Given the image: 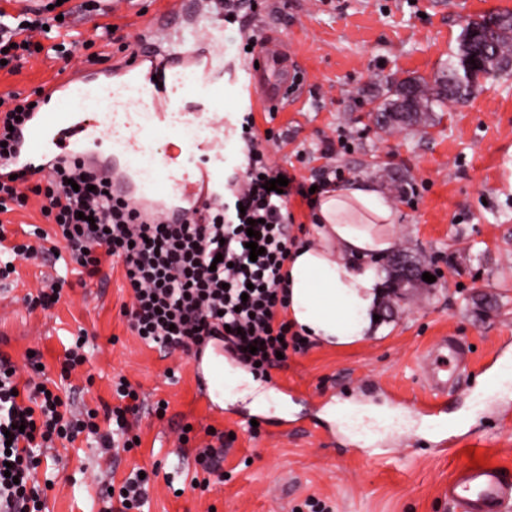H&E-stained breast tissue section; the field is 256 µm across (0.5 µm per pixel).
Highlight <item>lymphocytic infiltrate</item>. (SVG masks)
Instances as JSON below:
<instances>
[{"instance_id":"f902f5d3","label":"lymphocytic infiltrate","mask_w":512,"mask_h":512,"mask_svg":"<svg viewBox=\"0 0 512 512\" xmlns=\"http://www.w3.org/2000/svg\"><path fill=\"white\" fill-rule=\"evenodd\" d=\"M46 6L18 13L0 7V61L17 72L29 58L72 60L78 50L99 40H111L109 25L93 23L88 35L74 36L66 21ZM37 93L12 91L0 97V158L15 148L17 128L38 104ZM243 176L235 183L233 203L211 210L207 221L187 214L176 224L164 217L138 221L127 202L112 194V182L96 170L73 160L57 164L30 181L28 174L0 180V280L8 279V262L50 261L66 251L79 275L95 278L105 270L120 271L130 300L121 314L141 341L164 355L191 354L215 337L247 368L269 376L283 356L308 350L301 334L283 318L287 309L286 265L296 244L289 225L288 198L298 195L314 204L310 186L325 189L339 171L325 167L310 183L289 181L282 192L266 191L264 183L278 178L258 147L255 134L245 138ZM39 197L45 225H33L25 242H10L7 214L26 208ZM255 229L265 252L250 260L248 229ZM256 352H248L249 344ZM31 372L20 379L9 357L0 358V512H44L47 486L37 471L39 449L56 441L82 436L97 438L105 451L133 450V420L142 401L138 389L122 375L112 383L116 405L74 411L69 396L51 391L41 370V354L26 355ZM210 444L199 451L201 472L192 488L208 491L223 483L224 433L208 427Z\"/></svg>"}]
</instances>
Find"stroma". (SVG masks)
<instances>
[{"label":"stroma","instance_id":"1","mask_svg":"<svg viewBox=\"0 0 512 512\" xmlns=\"http://www.w3.org/2000/svg\"><path fill=\"white\" fill-rule=\"evenodd\" d=\"M169 5L114 0L108 20L125 49L97 45L96 61L68 65L29 59L19 73L0 71V96L132 61L144 50L147 31L162 40L184 35L189 49L222 41L224 81L238 90L211 107L224 119L225 177L242 174L247 112L267 139L271 164L297 181L322 166L319 150L332 142L343 179L371 180L390 196L397 246L379 265L383 295L369 336L342 348L313 343L273 370L272 382H260L263 402L225 400L217 420L199 399L192 359L162 357L129 329L120 313L130 299L121 274L79 287L68 258L18 263L19 281L0 282V355L21 366L27 350H39L55 380L65 346L83 329L89 361L69 379L78 389L76 405L112 402L118 374L139 385L147 401L169 403L164 419L142 415L141 445L120 459L103 454L92 439L42 449L38 477L53 483L45 512H103L107 482L155 467L184 492L174 496L156 482L144 512H299L311 496L333 512H453L443 489L470 456L512 472V381L492 395L476 393L481 375L512 358V72L485 81L467 103L435 112L426 126L381 129L371 112L393 85L432 80L467 22L512 13V0H258L245 18L246 32L278 35L298 60L299 85L274 112L244 87L248 60L226 40L236 27H224L207 8L192 27L179 17L161 24ZM398 259L433 275V282L400 286ZM52 277L68 278L73 289L51 310H29L25 295ZM444 336L471 349L468 382L449 394L445 410L466 423L444 445L426 437L413 415H393L385 425L365 414L348 422L329 417L330 407L347 401L389 408L403 396L424 399L419 358ZM169 368L174 377L166 376ZM251 415L263 420L255 436L244 423ZM282 420L296 432L279 436ZM187 423L194 439L182 448L177 435ZM209 426L231 436L223 468L232 477L206 492L184 488ZM369 433L373 442H364Z\"/></svg>","mask_w":512,"mask_h":512}]
</instances>
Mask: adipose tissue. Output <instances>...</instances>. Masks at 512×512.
<instances>
[{
	"label": "adipose tissue",
	"instance_id": "1",
	"mask_svg": "<svg viewBox=\"0 0 512 512\" xmlns=\"http://www.w3.org/2000/svg\"><path fill=\"white\" fill-rule=\"evenodd\" d=\"M397 212L372 182L328 187L312 210L317 241L294 249L288 319L306 336L344 347L371 330L381 296L377 262L396 247Z\"/></svg>",
	"mask_w": 512,
	"mask_h": 512
}]
</instances>
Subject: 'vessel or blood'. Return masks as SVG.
<instances>
[{
    "mask_svg": "<svg viewBox=\"0 0 512 512\" xmlns=\"http://www.w3.org/2000/svg\"><path fill=\"white\" fill-rule=\"evenodd\" d=\"M261 54L259 66L248 67L246 76L250 87L274 109L296 67L279 40H266ZM134 66L141 74L130 81L118 77L99 82L76 74L45 86L39 108L18 132L15 152L0 167L42 172L51 162L79 158L102 171L105 151L115 147L127 168L136 172L159 131L176 136L180 125L207 122V105L225 97L223 65L215 63L213 54L185 48L183 42L155 44ZM85 107L100 115L98 124L85 122ZM112 192L127 199L144 218L165 208L168 194L194 209L215 206L224 200V156L213 152L210 142L199 141L184 153L180 172L158 169L140 179L135 190L116 182ZM466 363L465 348L448 338L425 353L428 400L416 407L417 415H435ZM445 496L454 512H506L512 503V475L490 464L479 469L464 466L449 479Z\"/></svg>",
    "mask_w": 512,
    "mask_h": 512,
    "instance_id": "vessel-or-blood-1",
    "label": "vessel or blood"
}]
</instances>
